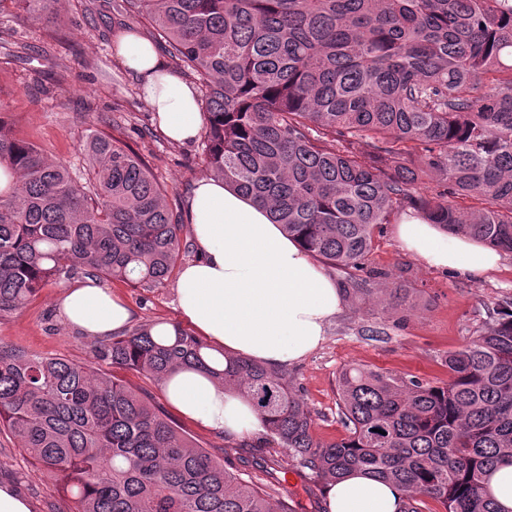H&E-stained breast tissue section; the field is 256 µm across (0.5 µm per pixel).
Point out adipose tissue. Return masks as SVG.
Segmentation results:
<instances>
[{
	"label": "adipose tissue",
	"instance_id": "1",
	"mask_svg": "<svg viewBox=\"0 0 512 512\" xmlns=\"http://www.w3.org/2000/svg\"><path fill=\"white\" fill-rule=\"evenodd\" d=\"M115 46L138 77L160 131L176 143L193 141L202 122L195 89L137 33H121ZM187 219L197 256L179 274L175 303L212 354L277 369L303 360L324 342L330 321L345 305L344 291L312 253L270 221L263 206L204 176L193 184ZM395 235L404 250L435 269L480 277L502 261L479 240L446 234L410 212L400 217ZM57 307L67 326L90 337L122 333L132 320L127 303L90 278L65 288ZM163 392L181 415L213 431L231 437L265 431L244 398L198 371L182 370L164 383ZM326 503L328 512H402L404 497L392 483L357 472L333 483Z\"/></svg>",
	"mask_w": 512,
	"mask_h": 512
}]
</instances>
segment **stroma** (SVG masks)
Segmentation results:
<instances>
[{
	"label": "stroma",
	"mask_w": 512,
	"mask_h": 512,
	"mask_svg": "<svg viewBox=\"0 0 512 512\" xmlns=\"http://www.w3.org/2000/svg\"><path fill=\"white\" fill-rule=\"evenodd\" d=\"M127 30L153 35L150 26L125 13L120 0H67L56 24L11 9L0 12V112L9 115L18 136L79 175L86 170L79 133L88 128L107 132L148 162L168 190L170 208L183 216L193 183L204 174L201 143L176 144L158 129L137 77L115 51L116 36ZM367 267L402 289L404 308L385 309L348 291L323 344L287 369L304 390L316 437L326 442L343 433L336 388L344 367L364 364L433 384L446 382L448 352L466 344L497 305L512 297V255H504L497 271L478 280L433 269L402 249L391 223L375 233ZM70 284L67 278L49 284L25 308L0 319V340L44 356L87 361L92 338L64 324L55 304ZM110 287L132 308L134 325L181 319L174 281L150 289L120 281ZM3 483L26 497L32 512H69L71 507L57 483L2 432Z\"/></svg>",
	"instance_id": "stroma-1"
}]
</instances>
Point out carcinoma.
<instances>
[{
  "instance_id": "cac0c4a2",
  "label": "carcinoma",
  "mask_w": 512,
  "mask_h": 512,
  "mask_svg": "<svg viewBox=\"0 0 512 512\" xmlns=\"http://www.w3.org/2000/svg\"><path fill=\"white\" fill-rule=\"evenodd\" d=\"M54 20L60 0H12ZM200 85L207 175L266 207L328 267L365 272L374 231L400 207L512 254V0H122ZM87 179L0 115V318L84 272L165 283L188 248L148 164L101 131L79 135ZM339 143L331 149L325 142ZM427 178L431 194L415 185ZM353 293L384 304L401 289ZM142 325L91 359L0 341V428L55 479L70 512H297L288 473L312 499L353 470L394 482L404 512H501L491 474L512 465V301L462 348L448 382L349 365L337 379L345 434L324 442L283 369L228 358L179 324ZM105 362L157 384L195 369L252 403L263 474L243 478L150 399L99 374ZM385 434H380V431ZM275 443L281 454L264 456Z\"/></svg>"
}]
</instances>
